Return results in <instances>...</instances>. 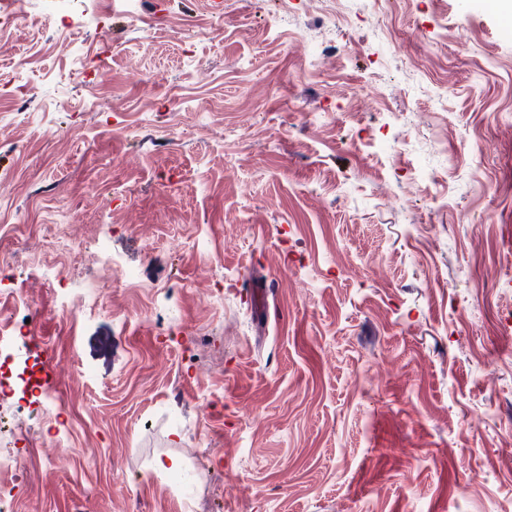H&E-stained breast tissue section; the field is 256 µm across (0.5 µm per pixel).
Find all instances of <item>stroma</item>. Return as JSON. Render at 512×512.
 Instances as JSON below:
<instances>
[{
  "label": "stroma",
  "instance_id": "1",
  "mask_svg": "<svg viewBox=\"0 0 512 512\" xmlns=\"http://www.w3.org/2000/svg\"><path fill=\"white\" fill-rule=\"evenodd\" d=\"M488 0H16L11 512H512V29ZM136 272L78 324L99 257ZM268 284L256 319L240 294ZM179 458L180 469L158 470Z\"/></svg>",
  "mask_w": 512,
  "mask_h": 512
}]
</instances>
